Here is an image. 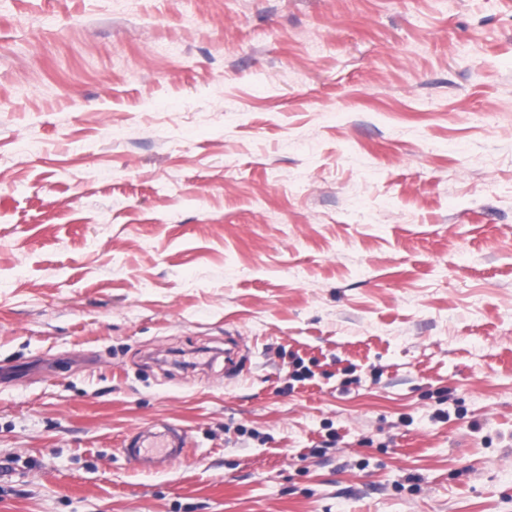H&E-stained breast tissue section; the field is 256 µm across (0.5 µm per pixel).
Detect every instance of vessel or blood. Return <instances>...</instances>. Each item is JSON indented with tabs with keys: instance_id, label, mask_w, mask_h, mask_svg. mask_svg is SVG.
<instances>
[{
	"instance_id": "1",
	"label": "vessel or blood",
	"mask_w": 512,
	"mask_h": 512,
	"mask_svg": "<svg viewBox=\"0 0 512 512\" xmlns=\"http://www.w3.org/2000/svg\"><path fill=\"white\" fill-rule=\"evenodd\" d=\"M188 445V435L179 427H168L161 432L138 430L124 439L123 452L138 469L158 472L184 460Z\"/></svg>"
}]
</instances>
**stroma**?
<instances>
[{"mask_svg":"<svg viewBox=\"0 0 512 512\" xmlns=\"http://www.w3.org/2000/svg\"><path fill=\"white\" fill-rule=\"evenodd\" d=\"M2 370L0 512H512V0H0ZM189 445L185 430L166 427L164 431L138 430L123 441V452L129 462L144 471H165L184 460Z\"/></svg>","mask_w":512,"mask_h":512,"instance_id":"1","label":"stroma"}]
</instances>
